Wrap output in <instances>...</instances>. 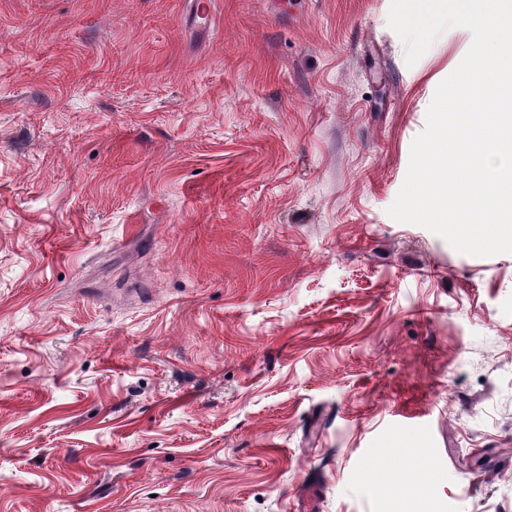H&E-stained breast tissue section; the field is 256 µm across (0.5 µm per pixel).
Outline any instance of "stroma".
<instances>
[{"label": "stroma", "instance_id": "1", "mask_svg": "<svg viewBox=\"0 0 512 512\" xmlns=\"http://www.w3.org/2000/svg\"><path fill=\"white\" fill-rule=\"evenodd\" d=\"M390 3L0 0V512H512V253L387 213L473 35Z\"/></svg>", "mask_w": 512, "mask_h": 512}]
</instances>
